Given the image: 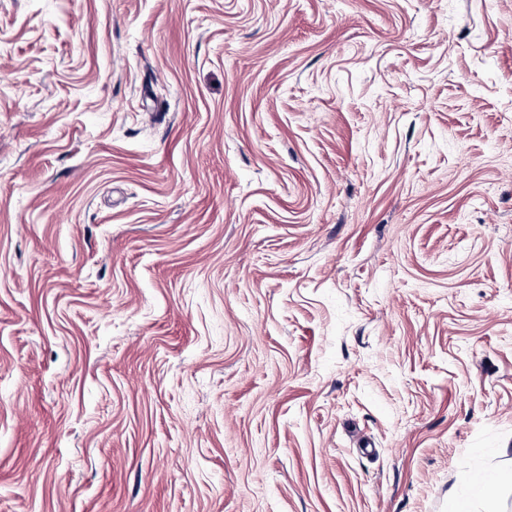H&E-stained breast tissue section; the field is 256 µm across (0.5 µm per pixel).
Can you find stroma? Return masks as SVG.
Instances as JSON below:
<instances>
[{
  "mask_svg": "<svg viewBox=\"0 0 512 512\" xmlns=\"http://www.w3.org/2000/svg\"><path fill=\"white\" fill-rule=\"evenodd\" d=\"M464 500L512 512V0H0V512Z\"/></svg>",
  "mask_w": 512,
  "mask_h": 512,
  "instance_id": "35a3bbf8",
  "label": "stroma"
}]
</instances>
